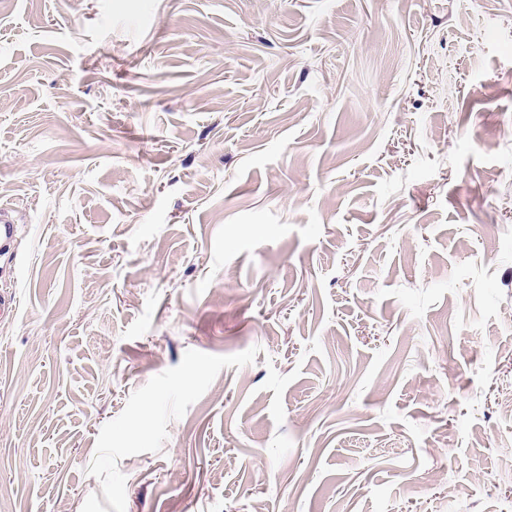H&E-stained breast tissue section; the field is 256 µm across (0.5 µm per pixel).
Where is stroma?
I'll list each match as a JSON object with an SVG mask.
<instances>
[{
	"instance_id": "obj_1",
	"label": "stroma",
	"mask_w": 512,
	"mask_h": 512,
	"mask_svg": "<svg viewBox=\"0 0 512 512\" xmlns=\"http://www.w3.org/2000/svg\"><path fill=\"white\" fill-rule=\"evenodd\" d=\"M0 512H512V0H0Z\"/></svg>"
}]
</instances>
